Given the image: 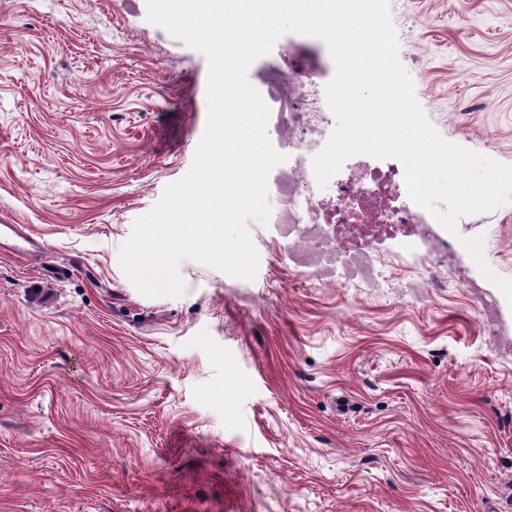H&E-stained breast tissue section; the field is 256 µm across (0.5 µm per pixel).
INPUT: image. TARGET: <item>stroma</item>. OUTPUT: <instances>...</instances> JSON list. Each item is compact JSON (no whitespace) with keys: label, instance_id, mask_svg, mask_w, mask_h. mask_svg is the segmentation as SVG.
Wrapping results in <instances>:
<instances>
[{"label":"stroma","instance_id":"1","mask_svg":"<svg viewBox=\"0 0 512 512\" xmlns=\"http://www.w3.org/2000/svg\"><path fill=\"white\" fill-rule=\"evenodd\" d=\"M390 13L430 124L512 165V0ZM294 42L333 66L289 33L250 83ZM207 81L146 0H0V222L38 242L0 253V512H512V202L458 221L438 291L396 249L392 287H333L252 219L254 278L185 259L144 296L120 247L190 169Z\"/></svg>","mask_w":512,"mask_h":512}]
</instances>
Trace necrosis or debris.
I'll use <instances>...</instances> for the list:
<instances>
[{
  "label": "necrosis or debris",
  "instance_id": "4bbe7bcc",
  "mask_svg": "<svg viewBox=\"0 0 512 512\" xmlns=\"http://www.w3.org/2000/svg\"><path fill=\"white\" fill-rule=\"evenodd\" d=\"M270 109L268 131L288 148V166L268 176L270 223L284 234L303 239L306 267L328 269L343 288H376L392 284L381 264L371 278L357 277L354 266L365 258L367 244L405 236L414 237L420 263L435 264L441 245L428 232L434 217L413 202L403 200V167L370 168L335 186L332 204H323L312 168L334 130L326 103L322 68L301 48H292L283 67L266 80Z\"/></svg>",
  "mask_w": 512,
  "mask_h": 512
}]
</instances>
